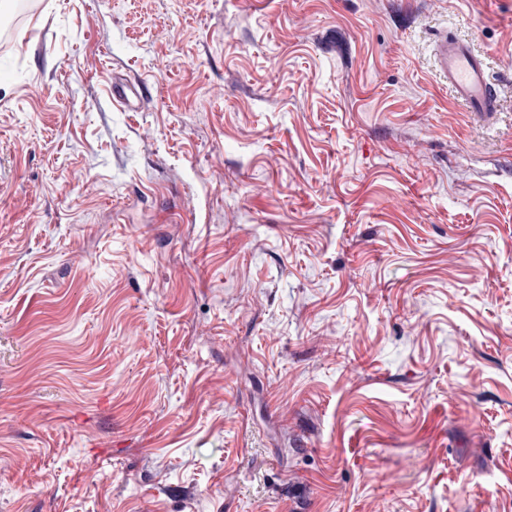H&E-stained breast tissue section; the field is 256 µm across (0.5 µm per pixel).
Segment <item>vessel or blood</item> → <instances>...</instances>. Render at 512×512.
<instances>
[{"instance_id":"obj_1","label":"vessel or blood","mask_w":512,"mask_h":512,"mask_svg":"<svg viewBox=\"0 0 512 512\" xmlns=\"http://www.w3.org/2000/svg\"><path fill=\"white\" fill-rule=\"evenodd\" d=\"M433 57L438 74L465 111L485 117L500 111L501 88L468 41L440 32L433 42Z\"/></svg>"}]
</instances>
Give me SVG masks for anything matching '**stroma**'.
Wrapping results in <instances>:
<instances>
[{
	"mask_svg": "<svg viewBox=\"0 0 512 512\" xmlns=\"http://www.w3.org/2000/svg\"><path fill=\"white\" fill-rule=\"evenodd\" d=\"M28 3L0 512H512V0ZM433 57L436 71L448 82L465 112L485 117L500 112L501 88L490 78L484 59L468 41L444 30L433 42Z\"/></svg>",
	"mask_w": 512,
	"mask_h": 512,
	"instance_id": "stroma-1",
	"label": "stroma"
}]
</instances>
